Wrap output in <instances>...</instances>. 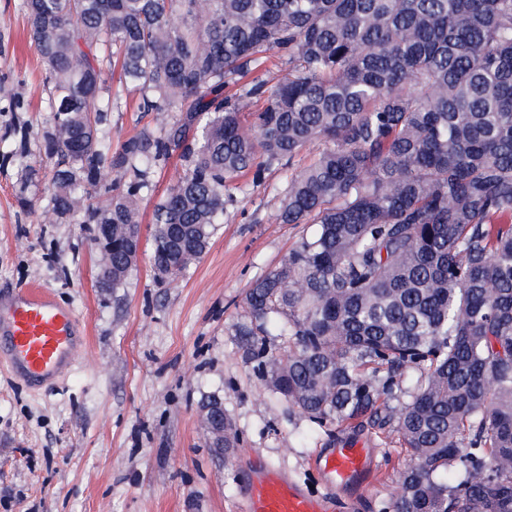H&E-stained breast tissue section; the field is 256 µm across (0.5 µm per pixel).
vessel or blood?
<instances>
[{
  "label": "vessel or blood",
  "mask_w": 512,
  "mask_h": 512,
  "mask_svg": "<svg viewBox=\"0 0 512 512\" xmlns=\"http://www.w3.org/2000/svg\"><path fill=\"white\" fill-rule=\"evenodd\" d=\"M85 348L76 317L47 290L26 288L0 296V359L30 386L64 376ZM315 463L326 485L365 484L375 465L362 442L340 440L317 454ZM347 500L315 495L282 470L265 463L248 467L240 492V512H345Z\"/></svg>",
  "instance_id": "1"
}]
</instances>
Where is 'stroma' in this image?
Masks as SVG:
<instances>
[{"label": "stroma", "instance_id": "1", "mask_svg": "<svg viewBox=\"0 0 512 512\" xmlns=\"http://www.w3.org/2000/svg\"><path fill=\"white\" fill-rule=\"evenodd\" d=\"M109 86L122 99L108 115L112 144L176 118L138 111L136 94L114 80ZM48 95L23 0H0V136L28 125L30 151L39 155L53 125ZM13 99L27 101V111H10ZM184 168L175 155L151 170L152 188L140 200L138 261L122 287L104 291L91 225L42 223L44 170L29 188L33 207L20 208L21 169L0 159V293L49 290L73 309L86 338L84 355L60 381L32 390L0 370V512H236L234 474L247 456L324 494L313 458L344 437L365 440L376 454L375 479L355 512H387L408 462L397 433L319 428L276 401L237 348L251 283L315 231L275 221L290 166L272 167L257 184L237 181L206 253L178 282L160 284L150 259L153 210ZM208 395L222 400L236 447L212 448L201 408Z\"/></svg>", "mask_w": 512, "mask_h": 512}]
</instances>
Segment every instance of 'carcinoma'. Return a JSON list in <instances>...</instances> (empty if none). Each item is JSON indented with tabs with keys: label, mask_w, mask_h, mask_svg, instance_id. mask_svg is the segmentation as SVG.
<instances>
[{
	"label": "carcinoma",
	"mask_w": 512,
	"mask_h": 512,
	"mask_svg": "<svg viewBox=\"0 0 512 512\" xmlns=\"http://www.w3.org/2000/svg\"><path fill=\"white\" fill-rule=\"evenodd\" d=\"M46 67L52 163L43 217L112 226L99 272L136 265L150 169H185L153 211L159 283L198 261L224 196L313 142L280 224H314L254 281L235 330L270 390L318 427L392 426L410 460L393 512H512V0H24ZM277 55L288 76L225 93ZM175 112L116 149L106 75ZM269 336L286 346L270 348ZM419 372L416 380L408 375ZM236 434L211 446L232 448Z\"/></svg>",
	"instance_id": "obj_1"
}]
</instances>
